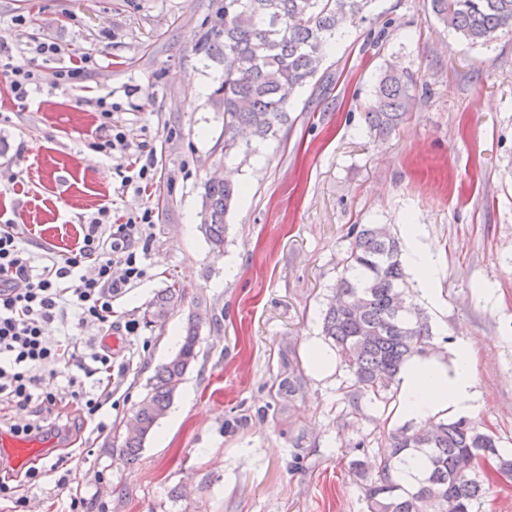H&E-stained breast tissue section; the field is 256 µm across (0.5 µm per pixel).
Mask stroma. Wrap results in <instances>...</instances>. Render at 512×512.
<instances>
[{"instance_id": "stroma-1", "label": "stroma", "mask_w": 512, "mask_h": 512, "mask_svg": "<svg viewBox=\"0 0 512 512\" xmlns=\"http://www.w3.org/2000/svg\"><path fill=\"white\" fill-rule=\"evenodd\" d=\"M217 0H0V224L43 256L72 250L82 224L155 210L141 256L146 276L114 297L124 384L87 439L79 475L85 512H364L353 460L371 461L391 429L432 420L353 400L321 316L356 224H386L409 246L407 225L436 254L432 295H419L438 350L460 339L477 353L472 421L512 452V33L471 44L446 29L429 0H375L324 61L325 93H302L292 124L234 161L243 188L227 216L224 250L198 228L203 184L222 169V113L209 97L223 65L197 50ZM65 52L38 60L41 81L16 99L9 64L36 41ZM86 54L97 65L73 89L57 72ZM417 81L406 120L371 135L363 107L381 71ZM110 96L128 139L157 159L150 195L122 187L90 99ZM179 281L184 300L164 323L143 325L154 295ZM206 307L200 353L136 460L126 425L155 369L179 348L189 309ZM294 376L295 389L281 383Z\"/></svg>"}]
</instances>
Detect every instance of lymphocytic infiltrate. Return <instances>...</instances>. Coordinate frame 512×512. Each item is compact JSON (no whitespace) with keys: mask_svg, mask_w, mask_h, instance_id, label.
Masks as SVG:
<instances>
[{"mask_svg":"<svg viewBox=\"0 0 512 512\" xmlns=\"http://www.w3.org/2000/svg\"><path fill=\"white\" fill-rule=\"evenodd\" d=\"M89 105L101 128L112 131L110 138L93 143V150L128 158L124 183L147 191L155 177L153 154L113 125L108 97L92 99ZM152 222L149 207L120 224L111 223L108 210H101L82 225L77 249L40 266L14 226L0 225V404L52 411L56 396L42 387L48 378L71 387L72 399L81 405L79 425L95 421L111 402L117 386L111 347L102 342L92 352H83L75 335L55 339L47 336L46 327L66 323L72 316L81 326L92 323L102 330L110 326L113 297L146 275L139 245ZM84 376L95 379V395L80 389Z\"/></svg>","mask_w":512,"mask_h":512,"instance_id":"1","label":"lymphocytic infiltrate"}]
</instances>
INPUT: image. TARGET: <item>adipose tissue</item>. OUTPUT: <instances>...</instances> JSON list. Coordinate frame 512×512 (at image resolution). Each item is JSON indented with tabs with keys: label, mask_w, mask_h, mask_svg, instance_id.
Returning <instances> with one entry per match:
<instances>
[{
	"label": "adipose tissue",
	"mask_w": 512,
	"mask_h": 512,
	"mask_svg": "<svg viewBox=\"0 0 512 512\" xmlns=\"http://www.w3.org/2000/svg\"><path fill=\"white\" fill-rule=\"evenodd\" d=\"M470 343H461L453 361L438 355L417 357L408 362L400 374L405 400L403 414L416 412L419 406L433 411H462L472 402Z\"/></svg>",
	"instance_id": "ef3b65f1"
}]
</instances>
